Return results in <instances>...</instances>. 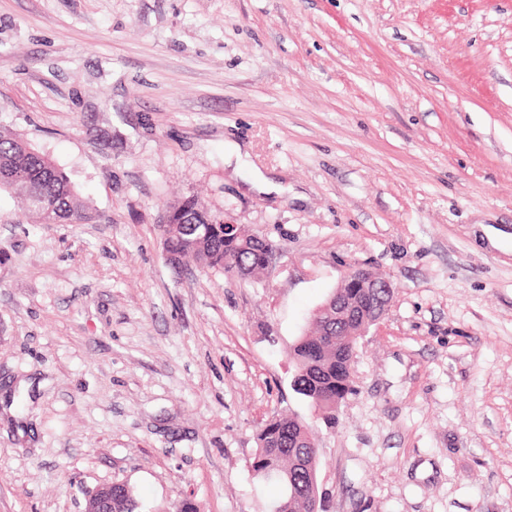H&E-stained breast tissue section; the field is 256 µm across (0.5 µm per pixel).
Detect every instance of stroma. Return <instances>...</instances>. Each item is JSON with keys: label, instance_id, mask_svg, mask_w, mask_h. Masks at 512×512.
I'll use <instances>...</instances> for the list:
<instances>
[{"label": "stroma", "instance_id": "obj_1", "mask_svg": "<svg viewBox=\"0 0 512 512\" xmlns=\"http://www.w3.org/2000/svg\"><path fill=\"white\" fill-rule=\"evenodd\" d=\"M1 128L99 217L0 194V512H269L288 411L324 512H512V0H0ZM191 196L263 274L168 263ZM355 263L394 297L329 428L288 352ZM312 440L313 429L290 414L273 417L260 428L250 467L256 479L281 488L271 512H312L319 464ZM112 493V499L101 496L100 488L86 496L84 512H137L138 504L132 491L125 484L112 483V486H102V493Z\"/></svg>", "mask_w": 512, "mask_h": 512}]
</instances>
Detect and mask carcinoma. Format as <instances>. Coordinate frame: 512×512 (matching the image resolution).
Masks as SVG:
<instances>
[{
    "label": "carcinoma",
    "instance_id": "1",
    "mask_svg": "<svg viewBox=\"0 0 512 512\" xmlns=\"http://www.w3.org/2000/svg\"><path fill=\"white\" fill-rule=\"evenodd\" d=\"M0 172L22 179V195L32 192L43 199L48 214L28 212L38 224H89L97 215L81 201L69 176L48 156L0 131ZM168 211L177 212L175 224L158 229L169 264L181 266L185 260L227 276L253 277L265 264L261 245L243 229L235 240L224 239V218L193 198H185ZM336 301L319 307L309 330L298 337L289 351L294 368L291 387L306 399L328 426L336 424V412L352 393L348 365L347 336L328 331L335 323ZM313 429L301 419L281 414L267 421L257 434L258 446L251 462L253 476L281 488V496L271 512H312L319 459L311 447ZM112 493V512H137L132 491L124 484L102 486Z\"/></svg>",
    "mask_w": 512,
    "mask_h": 512
}]
</instances>
